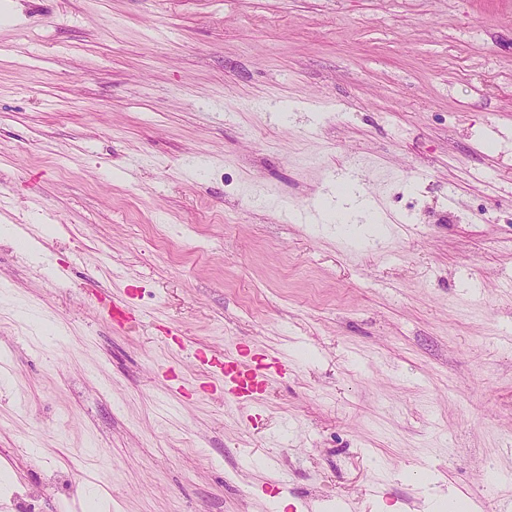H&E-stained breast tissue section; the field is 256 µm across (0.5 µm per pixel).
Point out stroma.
Wrapping results in <instances>:
<instances>
[{
  "label": "stroma",
  "instance_id": "obj_1",
  "mask_svg": "<svg viewBox=\"0 0 512 512\" xmlns=\"http://www.w3.org/2000/svg\"><path fill=\"white\" fill-rule=\"evenodd\" d=\"M18 3L0 512H512V0ZM206 363L215 368L211 382L221 387L225 397L252 407L263 401L271 378L284 372V364L278 359L253 365L224 355V359L211 356Z\"/></svg>",
  "mask_w": 512,
  "mask_h": 512
}]
</instances>
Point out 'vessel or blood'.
Segmentation results:
<instances>
[{
  "label": "vessel or blood",
  "mask_w": 512,
  "mask_h": 512,
  "mask_svg": "<svg viewBox=\"0 0 512 512\" xmlns=\"http://www.w3.org/2000/svg\"><path fill=\"white\" fill-rule=\"evenodd\" d=\"M212 381L218 384L225 397L239 403L259 405L267 392L269 382L274 375L284 372L280 360L249 364L231 357H210Z\"/></svg>",
  "instance_id": "b4317fda"
}]
</instances>
